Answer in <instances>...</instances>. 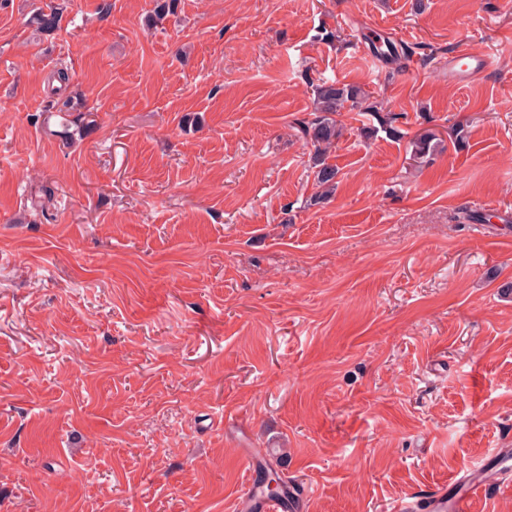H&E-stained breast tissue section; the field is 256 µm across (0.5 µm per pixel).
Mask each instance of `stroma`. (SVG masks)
Masks as SVG:
<instances>
[{
	"label": "stroma",
	"instance_id": "stroma-1",
	"mask_svg": "<svg viewBox=\"0 0 512 512\" xmlns=\"http://www.w3.org/2000/svg\"><path fill=\"white\" fill-rule=\"evenodd\" d=\"M155 6L0 0V512H239L280 459L301 512H392L512 449V0ZM323 81L377 110L314 205ZM491 66V59L474 49H463L448 57V74L459 80L473 79Z\"/></svg>",
	"mask_w": 512,
	"mask_h": 512
}]
</instances>
